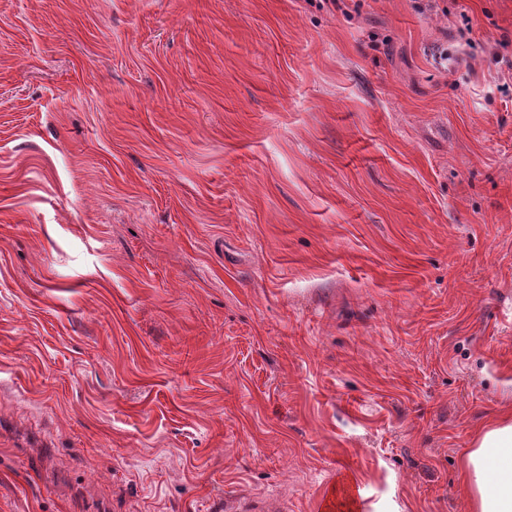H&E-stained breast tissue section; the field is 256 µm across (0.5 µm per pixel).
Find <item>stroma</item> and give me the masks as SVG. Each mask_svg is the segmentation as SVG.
Returning a JSON list of instances; mask_svg holds the SVG:
<instances>
[{
	"mask_svg": "<svg viewBox=\"0 0 512 512\" xmlns=\"http://www.w3.org/2000/svg\"><path fill=\"white\" fill-rule=\"evenodd\" d=\"M510 58L512 0H0V512H470Z\"/></svg>",
	"mask_w": 512,
	"mask_h": 512,
	"instance_id": "35a3bbf8",
	"label": "stroma"
}]
</instances>
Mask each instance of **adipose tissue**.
I'll list each match as a JSON object with an SVG mask.
<instances>
[{
  "mask_svg": "<svg viewBox=\"0 0 512 512\" xmlns=\"http://www.w3.org/2000/svg\"><path fill=\"white\" fill-rule=\"evenodd\" d=\"M461 482L472 512H512V412L476 431L463 453Z\"/></svg>",
  "mask_w": 512,
  "mask_h": 512,
  "instance_id": "adipose-tissue-1",
  "label": "adipose tissue"
}]
</instances>
